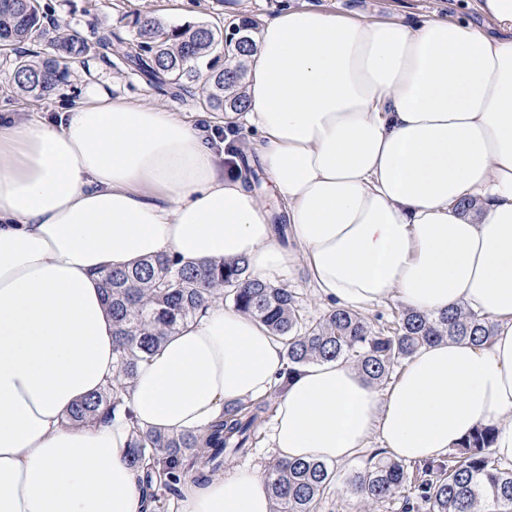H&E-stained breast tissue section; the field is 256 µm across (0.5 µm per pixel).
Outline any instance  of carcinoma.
<instances>
[{
    "label": "carcinoma",
    "instance_id": "1",
    "mask_svg": "<svg viewBox=\"0 0 512 512\" xmlns=\"http://www.w3.org/2000/svg\"><path fill=\"white\" fill-rule=\"evenodd\" d=\"M132 25L139 38L138 52L127 58L149 83L160 89L180 87L191 76L190 63L222 54L224 67L209 65L202 104L214 112L242 111L244 96L234 88L246 73L243 58L254 50V19L232 22L235 32L228 40L219 24L166 29L145 13L137 15ZM27 43L38 49L20 52ZM124 51L123 39L112 31L90 44L48 21L40 0H0V54L15 56L11 83L22 98L50 96L65 83L72 65L90 55L107 57ZM101 287L112 316L117 386L75 404L67 414L75 425L98 419L103 409H117L122 404L120 390L133 378L138 362L153 354L179 324L220 298L231 299L240 311L283 339L289 376L311 361L342 359L353 362L373 382L382 383L426 344L446 339L487 344L493 335L488 317L460 307L439 315L408 309L385 329L375 327L356 310L337 306L307 324L298 312L294 292L251 277L243 260L194 266L173 254L157 255L131 268L106 270ZM270 408L268 399L226 405L224 414L203 435L133 430L129 463H152L144 473L149 499H158L154 465L169 473L164 481L167 488L179 476L199 468L218 471L255 448L256 423ZM494 440L495 427L481 425L445 457L416 467L412 482L403 463L380 460L353 475L349 484L371 506L401 494L410 482L414 502H406L407 512H512V468L502 467L493 456ZM334 476V468L322 461H276L268 472L273 512H316Z\"/></svg>",
    "mask_w": 512,
    "mask_h": 512
}]
</instances>
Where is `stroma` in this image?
<instances>
[{
  "instance_id": "1",
  "label": "stroma",
  "mask_w": 512,
  "mask_h": 512,
  "mask_svg": "<svg viewBox=\"0 0 512 512\" xmlns=\"http://www.w3.org/2000/svg\"><path fill=\"white\" fill-rule=\"evenodd\" d=\"M49 20L60 22L67 30H74L88 41H96L106 29L119 32L128 48H135L136 36L131 21L136 14L149 13L164 26H186L198 23H230L235 17L247 15L260 21L272 16L283 5L325 6L354 16L388 19L400 15L405 20H416L433 13L446 14L459 21L480 26L484 19L477 0H42ZM13 69L12 60L0 56V113H13L18 119L33 116L47 119L56 117L96 84L113 95L125 96L157 105L178 113L194 127L216 131L218 139L232 137L240 144L251 141L253 134L244 126L225 128L224 116L207 110L199 102L202 87L210 73L205 63H198L197 75L189 82L187 92L177 96H160L155 87L134 71L129 61L113 57L104 62L91 56L75 66L66 85L49 99L31 105H17L5 98ZM384 451L379 441H371L351 463L337 466V482L325 492L317 505V512H368L365 503L346 491L352 475L365 470Z\"/></svg>"
}]
</instances>
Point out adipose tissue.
<instances>
[{"label": "adipose tissue", "mask_w": 512, "mask_h": 512, "mask_svg": "<svg viewBox=\"0 0 512 512\" xmlns=\"http://www.w3.org/2000/svg\"><path fill=\"white\" fill-rule=\"evenodd\" d=\"M478 8L487 29L309 6L262 21L246 108L224 118L257 132L289 247L242 165L161 107L91 87L54 121L0 117V512H152L133 429L201 433L270 395L281 461L343 464L376 437L423 463L492 425L512 462V0ZM170 253L242 259L272 287L300 263L337 305L461 306L493 337L423 346L381 395L343 360L285 379L282 341L217 300L139 363L132 419L69 423L115 376L102 273ZM179 491L168 512H273L255 468Z\"/></svg>", "instance_id": "ef3b65f1"}]
</instances>
